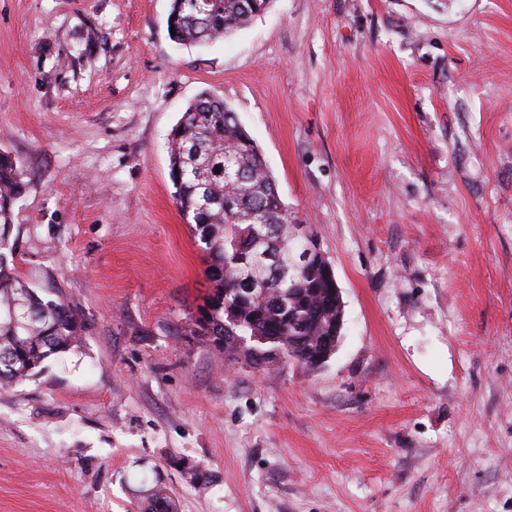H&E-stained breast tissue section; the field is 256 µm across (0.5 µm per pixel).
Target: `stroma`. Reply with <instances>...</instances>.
I'll use <instances>...</instances> for the list:
<instances>
[{"label": "stroma", "instance_id": "35a3bbf8", "mask_svg": "<svg viewBox=\"0 0 512 512\" xmlns=\"http://www.w3.org/2000/svg\"><path fill=\"white\" fill-rule=\"evenodd\" d=\"M169 6L0 0L16 273L86 327L0 389V512H512V0H272L206 46ZM204 91L333 267L320 368L184 333L213 284L167 138ZM176 504L166 487L157 486L150 490L141 505L143 512H175Z\"/></svg>", "mask_w": 512, "mask_h": 512}]
</instances>
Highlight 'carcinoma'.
Segmentation results:
<instances>
[{"label": "carcinoma", "mask_w": 512, "mask_h": 512, "mask_svg": "<svg viewBox=\"0 0 512 512\" xmlns=\"http://www.w3.org/2000/svg\"><path fill=\"white\" fill-rule=\"evenodd\" d=\"M246 0H171L167 25L179 44L223 39L267 9ZM174 200L208 258L214 291L190 319L188 333L220 352L244 354L257 369L265 357L242 338L270 337L276 349L310 368L334 347L336 278L295 265L299 241L254 139L223 100L206 93L188 104L168 142ZM25 188L17 161L0 152V387L36 374L46 359L83 339L81 316L68 304L45 300L14 267L11 210ZM293 311L297 330L284 319ZM168 489L150 490L141 512H175Z\"/></svg>", "instance_id": "1"}]
</instances>
